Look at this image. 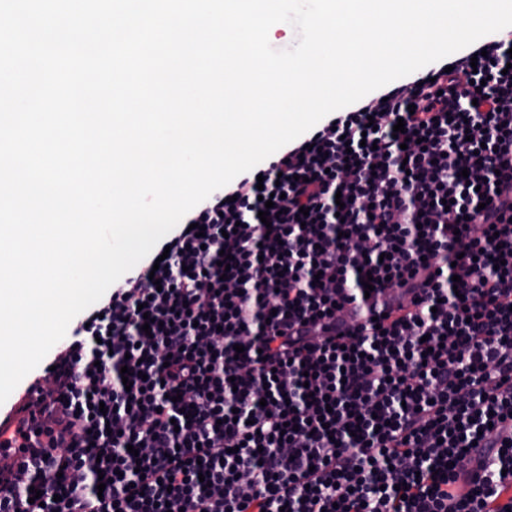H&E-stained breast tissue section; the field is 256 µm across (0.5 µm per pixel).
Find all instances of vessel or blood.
Masks as SVG:
<instances>
[{"instance_id":"obj_1","label":"vessel or blood","mask_w":512,"mask_h":512,"mask_svg":"<svg viewBox=\"0 0 512 512\" xmlns=\"http://www.w3.org/2000/svg\"><path fill=\"white\" fill-rule=\"evenodd\" d=\"M65 413L53 387L42 377L16 388L11 399L0 406V446L7 448L11 462L21 465L31 449L45 447L46 427Z\"/></svg>"}]
</instances>
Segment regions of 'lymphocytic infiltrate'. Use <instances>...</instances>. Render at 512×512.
I'll return each instance as SVG.
<instances>
[{
	"label": "lymphocytic infiltrate",
	"instance_id": "f902f5d3",
	"mask_svg": "<svg viewBox=\"0 0 512 512\" xmlns=\"http://www.w3.org/2000/svg\"><path fill=\"white\" fill-rule=\"evenodd\" d=\"M485 48L192 209L55 352L68 413L0 512H512V39Z\"/></svg>",
	"mask_w": 512,
	"mask_h": 512
}]
</instances>
